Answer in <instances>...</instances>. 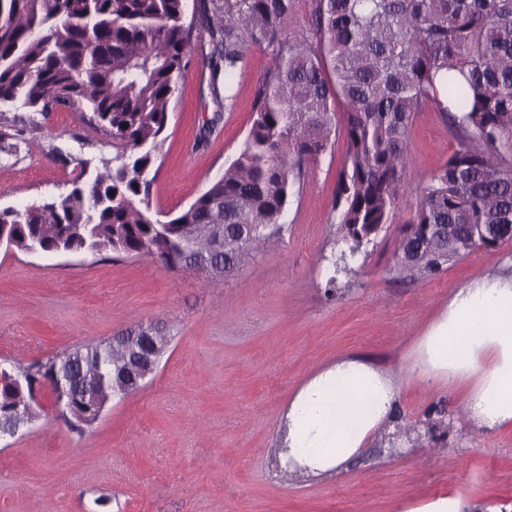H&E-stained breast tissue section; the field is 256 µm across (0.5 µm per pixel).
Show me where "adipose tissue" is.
<instances>
[{"label": "adipose tissue", "mask_w": 512, "mask_h": 512, "mask_svg": "<svg viewBox=\"0 0 512 512\" xmlns=\"http://www.w3.org/2000/svg\"><path fill=\"white\" fill-rule=\"evenodd\" d=\"M405 366L420 381L467 385V408L484 429L512 428V276L459 289ZM400 393L398 378L371 360L338 358L289 400L281 468L306 477L340 470L392 425Z\"/></svg>", "instance_id": "obj_1"}]
</instances>
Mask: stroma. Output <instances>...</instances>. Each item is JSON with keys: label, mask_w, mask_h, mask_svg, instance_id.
I'll return each instance as SVG.
<instances>
[{"label": "stroma", "mask_w": 512, "mask_h": 512, "mask_svg": "<svg viewBox=\"0 0 512 512\" xmlns=\"http://www.w3.org/2000/svg\"><path fill=\"white\" fill-rule=\"evenodd\" d=\"M195 49L172 99L152 204H191L236 157L256 89L271 67L247 53L236 107L208 129L216 106L210 69ZM24 132L0 151V208L92 182L112 143L80 113L11 112ZM456 130L430 108L412 119L404 184L427 182L456 149ZM343 135L295 185L282 236L251 252L235 275L211 279L154 257L31 255L0 249V358L28 364L117 332L155 325L169 347L146 384L110 402L84 433L53 412L0 447V512H407L455 490L489 506L512 503V429L488 431L468 415L465 390L405 382L396 422L421 441L391 451L376 441L340 474L280 472L277 448L288 400L320 368L360 353L397 372L460 288L512 274V241L448 263L437 276L395 281L389 268L414 209L406 195L336 296L325 291L337 227ZM107 498L98 507L96 498Z\"/></svg>", "instance_id": "stroma-1"}]
</instances>
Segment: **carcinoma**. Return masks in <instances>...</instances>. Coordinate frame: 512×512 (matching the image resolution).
Here are the masks:
<instances>
[{"instance_id":"1","label":"carcinoma","mask_w":512,"mask_h":512,"mask_svg":"<svg viewBox=\"0 0 512 512\" xmlns=\"http://www.w3.org/2000/svg\"><path fill=\"white\" fill-rule=\"evenodd\" d=\"M294 0H196L205 23L220 111L245 72L246 50L263 46L274 66L255 94L237 157L198 197L161 220L150 174L170 103L187 67L193 24L186 0H0V105L66 108L112 140V158L90 185L24 210L0 209L13 246L149 255L169 269L200 259L233 274L251 250L284 230L282 216L303 170L343 129L336 182L333 267L391 222L409 163L415 112L431 107L459 132L458 147L417 191L390 268L399 282L432 276L487 237L512 240V0H310L311 26L289 32ZM224 95H219V74ZM224 246L216 247L218 239ZM133 356L121 341L67 351L11 372L23 390L0 392V422L57 374L98 390L97 406L72 397L91 426Z\"/></svg>"}]
</instances>
